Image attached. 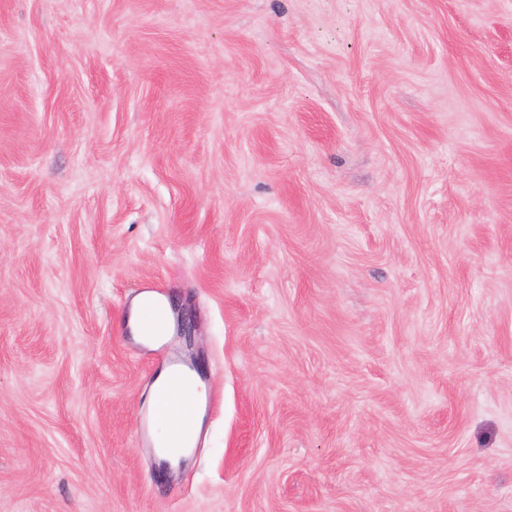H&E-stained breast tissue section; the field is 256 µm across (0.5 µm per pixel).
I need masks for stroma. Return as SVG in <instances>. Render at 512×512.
<instances>
[{"label":"stroma","mask_w":512,"mask_h":512,"mask_svg":"<svg viewBox=\"0 0 512 512\" xmlns=\"http://www.w3.org/2000/svg\"><path fill=\"white\" fill-rule=\"evenodd\" d=\"M0 512H512V0H0ZM149 296L150 295L148 294H144L135 300L132 313L128 319V325L131 333L138 342H141L147 346H156L159 345L160 342H164L169 337L174 327V321L170 302L166 299H161V305L165 311V334L160 338L159 341L144 338L143 336L155 338L158 336L159 332L160 305L154 299H146ZM144 299L146 300L139 309L140 304ZM137 323L140 334L137 331ZM192 383L189 388L176 387L168 391L170 372L164 368L155 378L152 385V394L149 404V411H156L157 402L162 396L165 403L166 415L165 424L170 427L177 417L184 413H193L192 438L195 443L202 426L203 420V391L202 383L196 371H191Z\"/></svg>","instance_id":"stroma-1"}]
</instances>
